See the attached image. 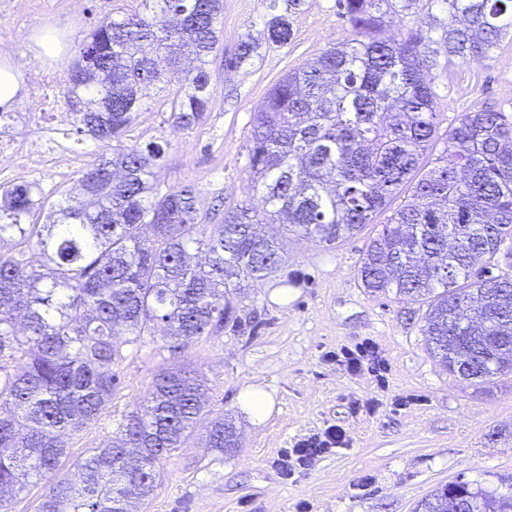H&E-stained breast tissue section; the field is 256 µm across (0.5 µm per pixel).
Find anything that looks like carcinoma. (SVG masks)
I'll return each instance as SVG.
<instances>
[{"instance_id":"1","label":"carcinoma","mask_w":512,"mask_h":512,"mask_svg":"<svg viewBox=\"0 0 512 512\" xmlns=\"http://www.w3.org/2000/svg\"><path fill=\"white\" fill-rule=\"evenodd\" d=\"M440 1L441 30L404 19ZM142 11L97 22L78 45L65 97L80 132L120 140L160 80L157 60L184 73L174 128L202 123L213 101L209 56L219 45L223 0H141ZM351 35L283 76L254 113L247 145L249 190L262 210L224 208L219 224L198 220L191 187L160 193L153 168L165 150L119 146L96 154L75 189L48 205L36 182L0 187V512L16 493L44 482L36 512H141L158 464L183 447L208 405L200 373L173 364L156 374L142 406L119 431L58 473L68 439L112 402L113 341L136 344L163 326L176 352L237 321L232 294L287 264L282 238L328 247L390 212L357 269L368 292L427 306L430 354L466 382L512 372V274H490L512 239V120L494 109L464 112L438 136L436 95L426 72L456 58L482 63L512 28V0H337ZM288 16L265 40L284 46ZM241 40L227 69L252 59ZM435 165L424 163L439 141ZM406 199L389 203L403 189ZM48 211L47 223L27 218ZM37 248L34 266L27 250ZM207 254V262L195 253ZM21 364L15 372L6 361ZM233 420L206 426L205 450L221 460L238 448ZM416 512H512V490L458 478Z\"/></svg>"}]
</instances>
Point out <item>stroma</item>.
I'll use <instances>...</instances> for the list:
<instances>
[{
	"label": "stroma",
	"instance_id": "1",
	"mask_svg": "<svg viewBox=\"0 0 512 512\" xmlns=\"http://www.w3.org/2000/svg\"><path fill=\"white\" fill-rule=\"evenodd\" d=\"M140 0H0L1 53L21 74L13 117L0 140L18 161L0 170V183L37 182L49 198L74 186L101 145L80 142L64 97L77 46L101 18L138 12ZM272 12L268 0H224L220 43L209 58L213 103L204 121L186 131L168 121L184 78L167 72L123 144L163 145L155 169L160 192L186 186L199 193V220L212 206L250 202L247 144L251 120L268 89L321 50L349 34L336 0H305L289 13L293 37L279 47L263 41ZM54 35L62 57L36 56V39ZM245 38L261 46L248 64L229 70L224 57ZM437 94L441 131L462 113L492 106L512 116V32L480 64L455 62L428 73ZM67 158L63 168L25 159L30 141ZM366 234L328 247L287 240L288 264L251 283L236 303L239 321L218 335L174 353L161 336L114 341L122 355L118 384L96 424L70 440V454L86 456L111 436L150 390L158 371L181 364L202 372L209 386L208 418H233L240 448L217 460L201 437L163 459L157 487L143 512H415L432 491L457 478L487 490L512 480V373L470 385L434 359L421 333V304L374 296L356 276ZM373 344L387 364L384 381L351 373L341 349ZM260 387L273 396L267 418L253 420L241 394ZM342 427L348 443L317 457L294 476L278 461L292 448Z\"/></svg>",
	"mask_w": 512,
	"mask_h": 512
}]
</instances>
